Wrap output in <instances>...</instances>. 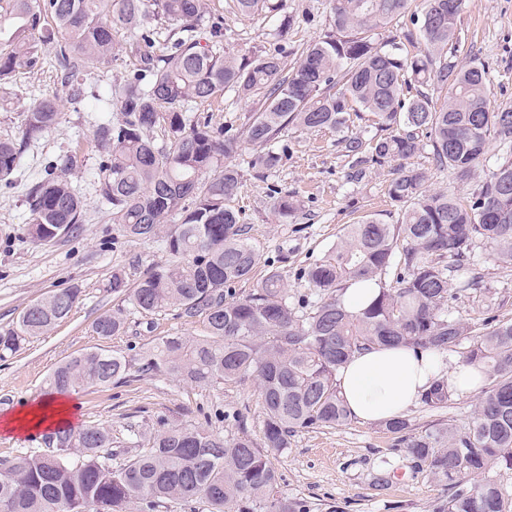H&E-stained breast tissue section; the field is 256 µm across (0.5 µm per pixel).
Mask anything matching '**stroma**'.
I'll list each match as a JSON object with an SVG mask.
<instances>
[{
  "instance_id": "1",
  "label": "stroma",
  "mask_w": 512,
  "mask_h": 512,
  "mask_svg": "<svg viewBox=\"0 0 512 512\" xmlns=\"http://www.w3.org/2000/svg\"><path fill=\"white\" fill-rule=\"evenodd\" d=\"M209 4L227 47L240 57L277 52L290 65L306 45L333 28L329 0H287L285 13L291 24L282 34L264 16L240 14L235 0H209ZM457 25L459 60L466 63L476 58L485 64L490 72L491 105L511 106L512 0H468ZM128 41L126 33H115L112 56L95 69L82 100L64 98L59 122L22 155L11 182L0 183V327L53 292L70 286L81 290L69 316L52 331L0 359V420L47 397L45 379L59 363L97 347L122 352L130 366L117 383L77 390L74 426L108 428L118 455H125L132 434L147 437L165 424L201 423L224 434L242 430L258 442L263 438L265 414L257 382L220 381L197 387L173 376L138 370L140 355L158 338L205 335L201 318H183L173 309L140 313L110 288L113 272H121L132 284L167 259L161 240L132 238L113 224L112 212L99 195L97 171L103 154L92 132L106 114L98 96L109 84L131 76L136 60ZM63 91L54 55L45 53L37 69L15 77L13 94L0 98V138L19 137L28 107ZM192 110L212 126L239 135L254 106L228 91L194 103ZM276 147L282 152L281 163L262 172L252 165L256 147L242 143L231 159L242 181L233 205L258 255L256 277L279 269L294 302L308 291L298 278L301 269L323 256L346 225L373 214L394 224L400 207L387 194L392 165L374 167L351 179L350 160L337 146L333 132L292 125ZM63 153L77 160L70 180L84 201L80 231L38 244L28 235V188L44 176L46 163ZM410 164L426 172L429 191L448 192L464 202L478 187L477 179H463L437 166L431 147H424ZM285 191L296 196L300 208L282 220L273 212V201ZM476 270L484 287L455 301L456 315L478 329L490 320H512V265L483 257ZM118 308L125 311L124 332L98 336L96 319ZM480 397L477 391L456 393L443 408L420 403L406 417L420 431L444 424L462 430L468 428ZM269 459L281 477V494L307 501L311 512H330L334 506L343 512H434L448 494L442 481L412 464L397 446L395 435L380 423L352 419L332 429L314 428L292 437L288 448L270 450Z\"/></svg>"
}]
</instances>
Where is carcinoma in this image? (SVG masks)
I'll return each mask as SVG.
<instances>
[{"instance_id": "cac0c4a2", "label": "carcinoma", "mask_w": 512, "mask_h": 512, "mask_svg": "<svg viewBox=\"0 0 512 512\" xmlns=\"http://www.w3.org/2000/svg\"><path fill=\"white\" fill-rule=\"evenodd\" d=\"M243 15L273 18L285 0H236ZM410 0H330L335 30L306 47L288 69L279 54L239 58L227 51L207 0H0V90L15 73L38 67L54 50L69 98L81 97L94 65L112 56L113 34L132 41L139 68L104 92L100 101L117 116L95 125L93 140L105 152L98 167L102 202L112 223L138 238H159L168 259L132 287L112 274V292L140 313L172 308L203 318L206 335L163 337L144 351L139 370L173 375L195 386L218 380L259 381L265 421L263 445L245 434L222 435L195 424L162 428L122 462L112 453V433L97 425L58 427L49 436L58 455L33 449L0 459V512H127L135 500L150 512L173 500L201 499L209 512H310L278 491L268 450L288 447L297 433L334 428L349 419L337 387L339 370L359 351L404 345L443 353L472 338L466 362L494 375L463 431L441 426L417 431L409 420L384 422L416 466L443 481L450 495L435 512H507L496 469H512V322L486 324L472 334L454 315L453 302L482 288L474 272L475 249L512 264V158L484 174L470 203L425 189V172L408 165L429 139L436 162L461 177L475 173L491 142L512 148V107L490 106L487 67L457 63V0H422L414 29L382 39L378 30L405 13ZM153 18L157 26L146 29ZM210 27L212 41L201 43ZM422 43L423 54L403 53ZM445 88L438 107L430 87ZM233 91L257 105L245 140L260 148L254 166L276 168V140L298 124L331 130L350 159L352 176L395 162L390 199L401 220L370 215L344 227L335 246L301 271L310 296L289 301L282 273L271 269L253 292L237 296L231 285L252 278L257 254L232 202L241 189L228 159L240 139L215 129L189 104ZM62 101L32 105L21 136L0 139V182L11 180L30 142L59 121ZM367 114L370 129L349 132L350 115ZM167 125L169 144L151 135ZM65 153L29 190V236L36 243L79 229L83 200L67 173ZM191 205H186V201ZM282 219L297 210L293 196L273 204ZM181 216V223L171 219ZM399 272L385 276L393 265ZM351 281H374L378 295L353 310L343 294ZM81 289L63 288L29 304L12 325L0 328V359L62 322ZM126 323L118 309L97 318L95 333L116 336ZM129 361L117 351L87 350L48 375L65 394L78 387L123 379ZM448 384L436 381L422 397L446 404ZM468 476L480 478L476 489Z\"/></svg>"}]
</instances>
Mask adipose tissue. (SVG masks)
<instances>
[{
	"mask_svg": "<svg viewBox=\"0 0 512 512\" xmlns=\"http://www.w3.org/2000/svg\"><path fill=\"white\" fill-rule=\"evenodd\" d=\"M440 377L453 390L466 392L482 385L486 374L478 365L449 364L442 354L395 346L357 353L341 368L337 380L351 416L364 423H379L403 416ZM75 411V403L66 396L53 395L1 425L17 432L60 427L72 423Z\"/></svg>",
	"mask_w": 512,
	"mask_h": 512,
	"instance_id": "obj_1",
	"label": "adipose tissue"
}]
</instances>
